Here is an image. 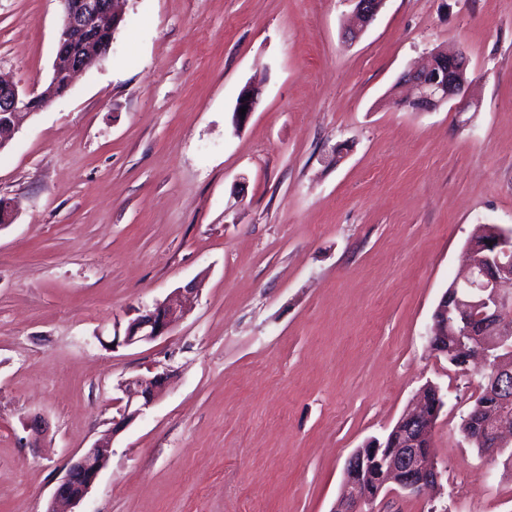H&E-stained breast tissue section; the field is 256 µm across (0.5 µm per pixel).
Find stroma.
I'll use <instances>...</instances> for the list:
<instances>
[{"instance_id": "1", "label": "stroma", "mask_w": 512, "mask_h": 512, "mask_svg": "<svg viewBox=\"0 0 512 512\" xmlns=\"http://www.w3.org/2000/svg\"><path fill=\"white\" fill-rule=\"evenodd\" d=\"M352 9L128 0L108 54L0 151V512H44L118 383L166 370L80 512H332L350 454L427 383L443 492L390 512H512V463L459 435L480 370L426 342L477 225L512 226V0H386L349 41ZM60 16L0 0V75L47 85ZM438 49L467 57L479 111L397 107ZM195 279L169 335L112 346ZM259 103V91L250 86H246L238 96L234 112H232V121L236 128H241L245 125L251 114L255 111ZM245 107L247 111L245 115L239 114L240 108ZM244 117V120H241Z\"/></svg>"}]
</instances>
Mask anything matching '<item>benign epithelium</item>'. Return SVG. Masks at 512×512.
Listing matches in <instances>:
<instances>
[{"mask_svg":"<svg viewBox=\"0 0 512 512\" xmlns=\"http://www.w3.org/2000/svg\"><path fill=\"white\" fill-rule=\"evenodd\" d=\"M61 22L57 32V51L49 84L42 91L21 90L0 79V145L13 139L21 123L29 115L47 107L58 96L61 77L71 84L74 75L96 65L108 53L112 42H89L80 55L72 57L81 35L98 29L117 30L123 21L118 8L120 0H83L74 6L71 0H59ZM354 4V23L347 35L356 38L376 20L386 0H350ZM467 61L461 54L443 51L431 53L422 67L407 71L399 79L409 84L414 94L404 97L397 106L410 112H434L453 103L457 112H467L475 104L471 83L466 81ZM259 103V91L246 86L238 96L232 121L241 128ZM245 107V114H239ZM463 274L443 293L432 315L427 336L429 349L439 355L448 354V327H457L456 348L467 353V362L481 361L489 365L491 351L512 339L508 312L512 309V293L503 285H512V234L502 232L493 237L473 239L462 255ZM185 314L180 298L159 302L131 320L123 335L112 338L114 346H132L153 342L167 335ZM496 385L512 380V358L499 357L494 364ZM169 373L152 377L131 376L118 389L123 397L119 420L112 421L106 431L80 456L70 459L65 475L55 488L45 512H72L87 496L112 455V444L118 429L153 406L162 396ZM437 386L429 384L417 397L414 408L392 428L399 438L398 451L388 454L376 441L356 449L345 468V486L334 512H377L382 492L397 486L408 495L419 496L430 487L441 486L442 472L435 448H417L418 434L430 438L439 417V404L434 395ZM470 429L486 441L484 454L495 457L512 444V418L497 408L469 420Z\"/></svg>","mask_w":512,"mask_h":512,"instance_id":"7a95c632","label":"benign epithelium"}]
</instances>
